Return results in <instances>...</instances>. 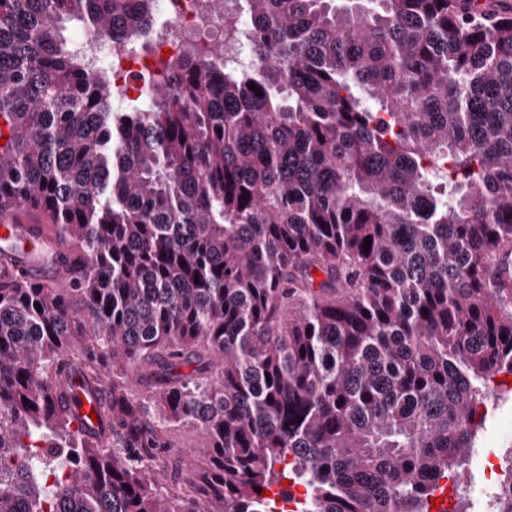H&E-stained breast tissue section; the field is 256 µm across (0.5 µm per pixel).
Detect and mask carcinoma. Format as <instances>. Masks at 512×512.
<instances>
[{"label":"carcinoma","instance_id":"1","mask_svg":"<svg viewBox=\"0 0 512 512\" xmlns=\"http://www.w3.org/2000/svg\"><path fill=\"white\" fill-rule=\"evenodd\" d=\"M158 2L0 0V212L45 208L80 270L0 264V512H277L284 479L431 512L512 375V6L234 0L257 62L163 63L118 110L65 31L146 54ZM180 442L190 448V463L193 469L207 467L210 464L212 450L208 448L206 438L195 431H187L179 436Z\"/></svg>","mask_w":512,"mask_h":512}]
</instances>
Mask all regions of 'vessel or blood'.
I'll return each instance as SVG.
<instances>
[{
    "mask_svg": "<svg viewBox=\"0 0 512 512\" xmlns=\"http://www.w3.org/2000/svg\"><path fill=\"white\" fill-rule=\"evenodd\" d=\"M28 214V208L18 206L9 218L0 221V249L15 241L22 245L12 255L13 272L34 283L69 286L75 271L65 253L54 244L55 226L33 222Z\"/></svg>",
    "mask_w": 512,
    "mask_h": 512,
    "instance_id": "vessel-or-blood-1",
    "label": "vessel or blood"
}]
</instances>
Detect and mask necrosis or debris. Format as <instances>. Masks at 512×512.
I'll use <instances>...</instances> for the list:
<instances>
[{"mask_svg": "<svg viewBox=\"0 0 512 512\" xmlns=\"http://www.w3.org/2000/svg\"><path fill=\"white\" fill-rule=\"evenodd\" d=\"M162 2L165 18L152 37V56L120 51L112 42L103 40L83 43L80 48L85 63L111 82L115 101L129 102L142 96L152 70L151 57L164 55L176 64L205 47L222 55L230 51L224 40L232 9L227 0Z\"/></svg>", "mask_w": 512, "mask_h": 512, "instance_id": "1", "label": "necrosis or debris"}]
</instances>
